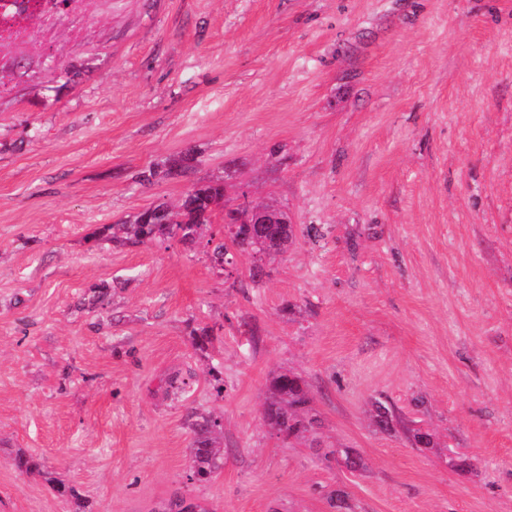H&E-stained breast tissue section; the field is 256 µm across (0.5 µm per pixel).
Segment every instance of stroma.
Masks as SVG:
<instances>
[{"instance_id": "obj_1", "label": "stroma", "mask_w": 512, "mask_h": 512, "mask_svg": "<svg viewBox=\"0 0 512 512\" xmlns=\"http://www.w3.org/2000/svg\"><path fill=\"white\" fill-rule=\"evenodd\" d=\"M0 68V512H512V0H84ZM216 178L285 252L93 237ZM286 370L321 419L290 446ZM270 391L263 413L267 425L288 443L304 438L307 427L318 422L305 381L290 371L281 372L272 378ZM217 416H200L191 423L194 437L192 454L194 466L191 477L207 481L224 464V431Z\"/></svg>"}]
</instances>
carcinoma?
<instances>
[{"mask_svg":"<svg viewBox=\"0 0 512 512\" xmlns=\"http://www.w3.org/2000/svg\"><path fill=\"white\" fill-rule=\"evenodd\" d=\"M224 206V182L220 179L193 186L174 205L161 203L141 211L131 224L105 227L112 232V242L147 244L179 239L194 242L209 235L213 266L224 264L229 257L228 245L255 255L278 253L288 248L294 235L291 224H237L233 211L225 213V224L211 230L213 212ZM271 396L263 418L284 441L305 437L307 428L318 422L312 412L311 397L304 380L292 372L276 374L270 382ZM378 426L388 431L397 415L384 401L374 403ZM194 437L192 454L194 466L191 477L199 482L208 480L224 464V431L213 415L200 416L191 423Z\"/></svg>","mask_w":512,"mask_h":512,"instance_id":"1","label":"carcinoma"}]
</instances>
